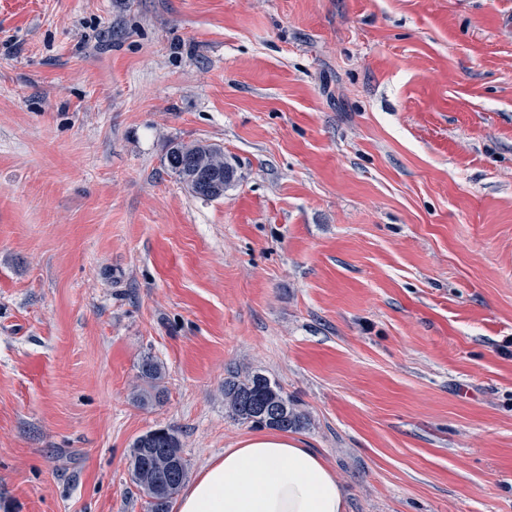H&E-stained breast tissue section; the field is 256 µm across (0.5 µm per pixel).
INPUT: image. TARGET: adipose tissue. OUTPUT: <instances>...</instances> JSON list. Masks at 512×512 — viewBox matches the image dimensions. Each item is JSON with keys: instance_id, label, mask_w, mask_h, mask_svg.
I'll return each instance as SVG.
<instances>
[{"instance_id": "obj_1", "label": "adipose tissue", "mask_w": 512, "mask_h": 512, "mask_svg": "<svg viewBox=\"0 0 512 512\" xmlns=\"http://www.w3.org/2000/svg\"><path fill=\"white\" fill-rule=\"evenodd\" d=\"M176 512H346L343 489L321 456L282 432L225 449L198 473Z\"/></svg>"}]
</instances>
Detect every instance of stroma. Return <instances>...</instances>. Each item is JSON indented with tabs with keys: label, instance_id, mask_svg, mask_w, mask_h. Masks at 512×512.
Masks as SVG:
<instances>
[{
	"label": "stroma",
	"instance_id": "stroma-1",
	"mask_svg": "<svg viewBox=\"0 0 512 512\" xmlns=\"http://www.w3.org/2000/svg\"><path fill=\"white\" fill-rule=\"evenodd\" d=\"M254 372L347 512H512V0H0V512H148ZM166 159L168 168L188 190L207 200L222 198L236 178V168L219 145L202 141L173 143ZM205 176L210 178L208 183L201 181ZM166 376L164 365L152 357L142 359L139 366L138 378L143 386L134 392V399L142 407L160 403L164 390L161 386ZM131 448V479L149 498L150 512H170V504L189 473L176 432L170 428L149 430ZM172 460L176 461V467L172 466Z\"/></svg>",
	"mask_w": 512,
	"mask_h": 512
}]
</instances>
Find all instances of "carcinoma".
I'll return each instance as SVG.
<instances>
[{
  "instance_id": "carcinoma-1",
  "label": "carcinoma",
  "mask_w": 512,
  "mask_h": 512,
  "mask_svg": "<svg viewBox=\"0 0 512 512\" xmlns=\"http://www.w3.org/2000/svg\"><path fill=\"white\" fill-rule=\"evenodd\" d=\"M166 159L168 168L188 190L207 200L224 197V190L236 178V168L215 144L177 142L169 148ZM165 376L162 363L149 356L142 359L138 378L143 386L134 392L138 405L160 403ZM224 409L233 419L258 427L296 431L307 425L298 402L258 372L224 381ZM129 471L132 482L148 497L150 512H170V504L189 473L176 432L157 428L138 437L132 444Z\"/></svg>"
}]
</instances>
